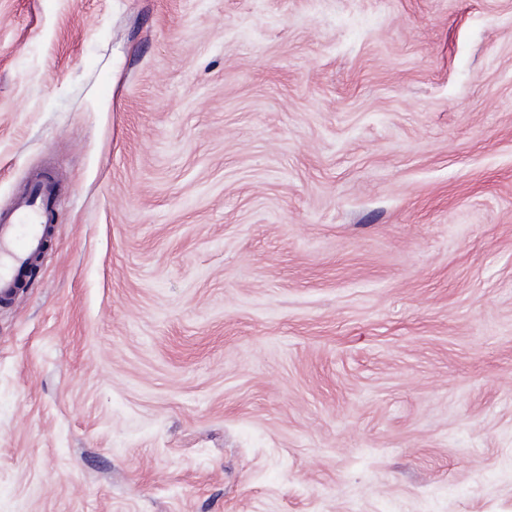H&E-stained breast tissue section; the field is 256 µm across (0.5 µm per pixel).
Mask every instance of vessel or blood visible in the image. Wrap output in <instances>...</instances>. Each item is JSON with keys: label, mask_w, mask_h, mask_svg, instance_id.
<instances>
[{"label": "vessel or blood", "mask_w": 512, "mask_h": 512, "mask_svg": "<svg viewBox=\"0 0 512 512\" xmlns=\"http://www.w3.org/2000/svg\"><path fill=\"white\" fill-rule=\"evenodd\" d=\"M65 187L53 169L29 172L23 188L0 206V303L23 288L30 267L50 249Z\"/></svg>", "instance_id": "obj_1"}]
</instances>
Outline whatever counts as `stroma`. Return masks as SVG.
<instances>
[{"label":"stroma","instance_id":"obj_1","mask_svg":"<svg viewBox=\"0 0 512 512\" xmlns=\"http://www.w3.org/2000/svg\"><path fill=\"white\" fill-rule=\"evenodd\" d=\"M0 512H512V0H0ZM65 186L50 166L29 172L23 188L0 206V303L23 288L30 267L49 252Z\"/></svg>","mask_w":512,"mask_h":512}]
</instances>
